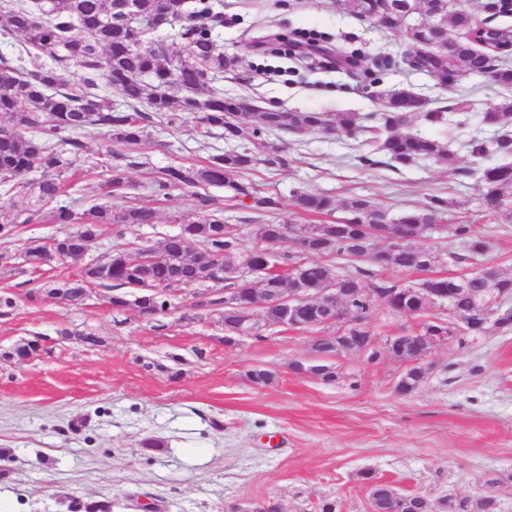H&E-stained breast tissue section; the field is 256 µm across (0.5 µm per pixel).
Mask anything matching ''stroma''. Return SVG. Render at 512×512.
<instances>
[{
    "label": "stroma",
    "instance_id": "stroma-1",
    "mask_svg": "<svg viewBox=\"0 0 512 512\" xmlns=\"http://www.w3.org/2000/svg\"><path fill=\"white\" fill-rule=\"evenodd\" d=\"M212 36L233 65L215 86L251 111L355 112L374 125L383 94L407 88L425 97L444 121H421L411 132L440 140L457 156L456 169L429 160L365 168L364 135L308 132L270 134L283 147L284 168L258 167L247 182L290 216L295 191L315 189L337 201L362 195L397 215L448 199V220L472 222L487 243L480 256L445 232H425L432 274H472L496 267L512 278V221L486 212L477 190L473 141L497 131L482 113L501 94L488 78L469 75L443 86L403 60L410 46L372 21L357 18L340 0H213ZM317 33L318 46L359 66L329 71L291 57L273 56L278 35ZM467 100L456 111L454 101ZM75 175L81 204L103 201L98 171L107 137H84ZM223 135L202 137L193 113L177 125L153 121L127 172L138 199L151 202L158 220L128 224L123 243L159 247L179 219L201 211L187 191L154 199L156 171L193 163L230 149ZM104 234L91 255L100 258L119 241ZM83 260L51 263L38 271L0 274V295L15 305L0 314V502L8 512H67L72 499L108 501L112 512H230L243 501L274 500L282 512H318L321 500L340 501V512H371L364 471L399 491L434 503L477 498L486 479L505 477L500 512H512V328H493L467 345L436 348L422 386L401 396L394 387L403 363L366 364L336 359V381L293 372L311 356L314 331L264 327L261 337L224 342L218 316L181 319L179 306L193 287H176L177 309L147 320L112 308V289H90L73 308L45 294L36 282L71 278ZM98 342H83L86 334ZM39 341L38 355L5 359L6 351ZM272 372L256 385L250 370ZM159 440L156 448L145 447Z\"/></svg>",
    "mask_w": 512,
    "mask_h": 512
}]
</instances>
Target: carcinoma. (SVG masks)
Returning a JSON list of instances; mask_svg holds the SVG:
<instances>
[{
  "mask_svg": "<svg viewBox=\"0 0 512 512\" xmlns=\"http://www.w3.org/2000/svg\"><path fill=\"white\" fill-rule=\"evenodd\" d=\"M114 0H0V39L5 43L19 38L11 59L0 57V196L9 202L0 205V240L9 241L20 225L47 219L53 224H73L76 229L58 238L56 247L63 260L75 258L82 249V240L99 230L112 229L122 236L127 224H154L157 212L148 206L132 203L133 185L125 167L145 134V123L157 117L169 125L181 120V113L196 114L200 126L224 130L227 139H245L249 145L239 151L210 155L198 164H172L160 168L151 183L157 197L166 198L175 190L198 195V190L227 188L234 196L252 200L251 209L258 214L254 223L265 227L268 238L282 241L293 234V241L302 252L312 256L297 266L296 276L311 288H324L331 279L336 286L351 292L352 302L360 308L364 297H385L391 285L361 267L368 263L378 268L393 264L401 270L426 271L431 267L425 251L413 246L410 238L420 230L433 226L447 212L448 201L432 197L429 204L409 210L392 219L401 235L399 242L388 249L377 248V241L364 231L372 224L386 223L388 211L361 197L348 199L344 216L322 226L282 222L271 215L277 202L257 193L252 184L238 180L245 172L263 165L285 167L288 156L262 139L263 133L330 131L352 134L359 129V116L354 112L338 114L331 122L323 112H244L243 104L226 98L211 82L224 72L228 61L211 38L208 21L213 18L209 0H195L193 8L186 0H131L136 10L147 17H164L177 29L171 42L154 40L150 31L129 26L113 15ZM396 15L389 29L405 23L403 11L410 7L420 11V19L405 28V36L414 50V63L423 68L443 65L460 76L492 73V81L505 90L494 106L483 113L489 126L512 125V68L496 64L498 57L482 48L477 34L478 20L465 6L448 9V0H391ZM351 14L368 18L380 10L378 0H343ZM444 12V26L456 30L457 49L445 63H440L443 44L440 30L433 26L429 14ZM73 68L77 77L62 80L60 70ZM175 87L183 96L169 94ZM123 99V106L114 104L112 94ZM256 119L252 125L247 117ZM378 125L368 128V146L389 161L406 165L421 159L454 168L457 157L437 139L404 131L417 121L438 122L444 113L428 110L419 104L416 94L408 89L391 91L382 102V111L375 114ZM91 130H101L119 149L112 157L126 165L107 164L100 172L107 201L79 212L73 209L75 199L67 189L68 175L75 169L84 144L76 138ZM479 185L486 206L498 211L505 203L507 190L512 189V163L481 169ZM294 215L301 218L330 216L336 211V200L316 191L306 190L292 198ZM180 239L167 242L156 250L157 261L147 269L131 263L128 253L120 248L103 257L97 269L84 268L75 279L48 282L39 290L79 307L87 298V287L103 276L109 280L103 287L130 288L129 294L112 296V302L135 310L139 316H156L157 308L169 301L167 289L172 285L202 283L204 271L211 264L231 268L243 251L242 240L234 233L224 232L221 207L181 220ZM453 233L465 241L469 252L481 255L484 240L476 236L470 224L453 225ZM330 258L357 262L353 273L334 270ZM150 280L163 291L152 293L140 289ZM281 288L283 281L274 277L258 284L250 277L235 278L222 288H237L247 299L250 289ZM424 288L453 289L456 314L468 316L477 306H492L499 290L512 289V279L501 277L491 267L464 278L430 277L421 283ZM397 310L419 309L420 300L411 286L395 302ZM328 316L327 308L296 312L299 323L314 324ZM448 330V321L429 320L422 333L407 348V357L417 359L427 347L432 328ZM40 351V344L28 341L4 354V357L25 361ZM506 478H488V491L476 501L446 499L436 502L438 512H498L495 488ZM371 506L380 512H428V501L413 494H403L389 485L370 490ZM69 512H112V502H73Z\"/></svg>",
  "mask_w": 512,
  "mask_h": 512,
  "instance_id": "cac0c4a2",
  "label": "carcinoma"
}]
</instances>
